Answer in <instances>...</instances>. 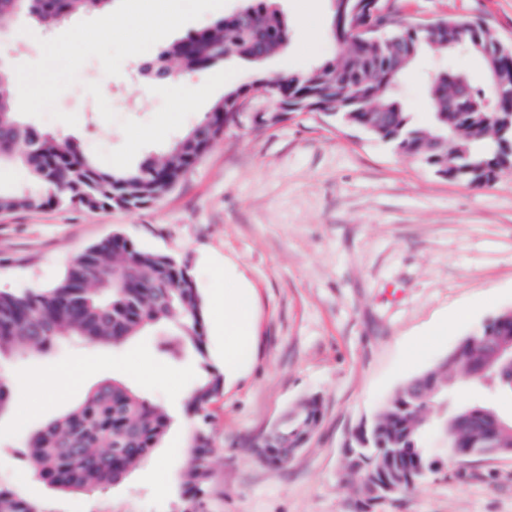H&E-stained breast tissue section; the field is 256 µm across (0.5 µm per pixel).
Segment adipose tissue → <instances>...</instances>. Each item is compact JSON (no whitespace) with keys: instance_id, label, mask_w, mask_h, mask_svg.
<instances>
[{"instance_id":"1","label":"adipose tissue","mask_w":512,"mask_h":512,"mask_svg":"<svg viewBox=\"0 0 512 512\" xmlns=\"http://www.w3.org/2000/svg\"><path fill=\"white\" fill-rule=\"evenodd\" d=\"M251 293L246 288L216 291L215 312L224 331V372L233 374L250 350Z\"/></svg>"}]
</instances>
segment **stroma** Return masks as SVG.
<instances>
[{"mask_svg": "<svg viewBox=\"0 0 512 512\" xmlns=\"http://www.w3.org/2000/svg\"><path fill=\"white\" fill-rule=\"evenodd\" d=\"M226 4L125 59L106 75L99 59L57 101L77 126L29 117L39 129L78 139L107 170L162 155L198 123L228 86L257 72L300 74L330 59V0H278L292 27L288 47L262 65L237 58L196 74L204 92L183 99L174 81L140 72L145 61L233 14ZM395 23L451 16L480 21L512 47V0H397ZM18 19L0 30L7 71L41 56L40 37H20ZM427 57L399 79L408 112L425 123ZM125 101L109 106L108 93ZM263 96L250 99L203 158L159 202L138 209L86 211L66 204L0 213V292L46 289L100 239L120 233L187 265L202 298L207 359L224 367L213 310L217 286L252 293V359L225 379L210 406L213 493L208 512H348L360 481L343 475L352 431L403 383L432 368L487 319L512 311V171L477 188L442 177L422 158L323 112H295L269 126ZM15 384L0 416V480L49 502L54 512H177L178 479L192 424L186 397L202 371L194 356L162 353L146 334L117 347L58 343L46 353L0 363ZM117 378L171 417L164 442L121 484L62 495L33 480L18 448L48 421ZM315 397L320 419L286 464L260 462L254 447L286 411ZM373 512H512V457L465 463L440 459L407 494Z\"/></svg>", "mask_w": 512, "mask_h": 512, "instance_id": "35a3bbf8", "label": "stroma"}]
</instances>
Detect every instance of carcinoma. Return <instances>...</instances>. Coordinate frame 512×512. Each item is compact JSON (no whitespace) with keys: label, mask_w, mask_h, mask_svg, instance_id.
<instances>
[{"label":"carcinoma","mask_w":512,"mask_h":512,"mask_svg":"<svg viewBox=\"0 0 512 512\" xmlns=\"http://www.w3.org/2000/svg\"><path fill=\"white\" fill-rule=\"evenodd\" d=\"M110 0H0V28L20 13L51 28L71 14L103 8ZM288 22L273 0H259L238 17L220 20L163 50L158 62L174 59L189 72H202L228 57L258 64L288 44ZM338 58L298 76L257 78L261 90L283 112H266L259 121L275 125L293 112L323 111L346 126L366 130L405 154L423 158L440 175L474 187L491 185L512 169V100L487 112L479 95L448 111L453 81H469L457 65L458 53L480 55L486 70L497 66L512 74V51L492 39L479 24L462 26L448 18L442 29L428 32L394 27L384 39L368 43L359 32L341 40ZM444 51L447 66L429 76L431 108L424 125L413 122L394 88L402 73L423 54ZM10 83L0 77V167L20 166L30 176L24 189H0V213L66 203L79 209L140 208L162 199L204 154L199 135L219 137L233 124L216 103L190 130L177 138L161 159L148 158L121 171H103L74 140L41 131L16 112ZM151 328L163 330L166 350L189 348L204 374L185 406L193 422L181 480L179 512H207L212 485V425L208 406L223 388V376L207 360L206 321L201 296L186 266L147 251L121 234L104 238L79 254L52 287L21 293L0 292V359L29 351H46L73 339L88 345H121ZM487 336H512V312L496 315L466 336L432 369L407 381L375 411L371 422L352 435V448H379L366 456L370 474L394 484L393 495L416 485L413 469L431 472L433 452L424 446L433 433L450 462L512 453V427L479 403H457L425 418L418 394L436 390L445 400L452 378L485 385L500 380L493 372L503 364L484 342ZM14 403L12 384L0 377V415ZM317 400L302 404L288 424L295 442L318 423ZM170 416L136 390L116 379L98 384L76 408L35 431L21 455L28 472L61 493L102 489L123 482L158 447ZM0 512H50L14 485L0 482Z\"/></svg>","instance_id":"obj_1"}]
</instances>
